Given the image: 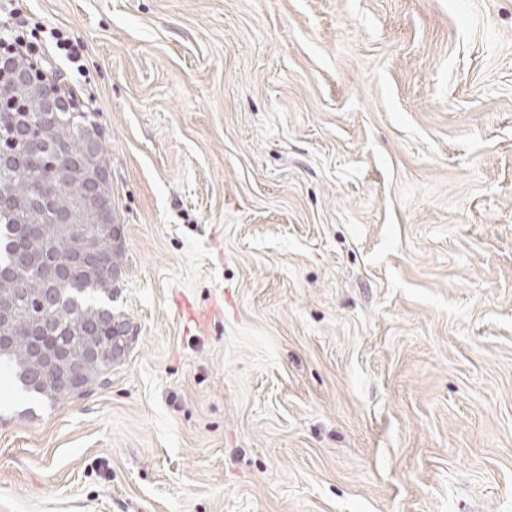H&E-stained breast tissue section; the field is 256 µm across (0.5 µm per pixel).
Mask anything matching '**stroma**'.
Listing matches in <instances>:
<instances>
[{
	"instance_id": "stroma-1",
	"label": "stroma",
	"mask_w": 512,
	"mask_h": 512,
	"mask_svg": "<svg viewBox=\"0 0 512 512\" xmlns=\"http://www.w3.org/2000/svg\"><path fill=\"white\" fill-rule=\"evenodd\" d=\"M84 47L118 365L0 372V512H512V0H20ZM57 368L63 370L60 382L67 388L78 384L82 379V364L71 361L66 350L59 351L55 358L50 359L44 367V372L56 377Z\"/></svg>"
}]
</instances>
